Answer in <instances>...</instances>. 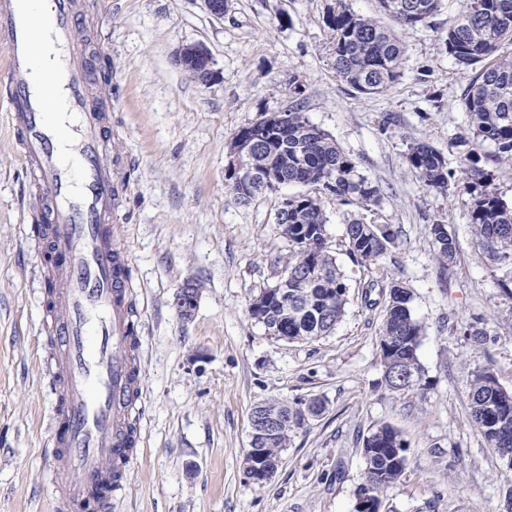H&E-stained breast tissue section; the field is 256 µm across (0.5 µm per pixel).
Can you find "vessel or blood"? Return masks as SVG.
<instances>
[{
	"instance_id": "b4317fda",
	"label": "vessel or blood",
	"mask_w": 512,
	"mask_h": 512,
	"mask_svg": "<svg viewBox=\"0 0 512 512\" xmlns=\"http://www.w3.org/2000/svg\"><path fill=\"white\" fill-rule=\"evenodd\" d=\"M41 2L35 12L25 0H0V51L21 152L51 197L45 222L56 281L49 317L60 402L52 424L59 499L66 512H100L131 462L127 417L142 387L134 356L138 336L126 302L129 264L107 224L121 171L102 160L105 132L89 109L74 0ZM45 33L59 51L54 83L62 90L61 125L50 118L46 93L32 83Z\"/></svg>"
}]
</instances>
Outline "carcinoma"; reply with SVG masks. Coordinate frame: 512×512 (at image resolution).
I'll list each match as a JSON object with an SVG mask.
<instances>
[{
  "mask_svg": "<svg viewBox=\"0 0 512 512\" xmlns=\"http://www.w3.org/2000/svg\"><path fill=\"white\" fill-rule=\"evenodd\" d=\"M441 0H376L373 16L352 11L346 0L326 16L334 32L336 75L355 91L379 95L401 76L404 46L395 29L383 24L385 16L400 27H413L432 18ZM504 42H512V0H468L457 23L448 29V55L466 69H473L462 92V102L479 143L491 142L512 153V57L499 54ZM423 185L448 191L450 173L441 153L424 140L413 142L406 156ZM251 167L261 173L276 169L294 183L316 190L288 200V211L280 232L288 235V255L277 258L282 268L294 274L288 280V307L271 305L262 319L275 335L288 342H303L329 335L342 319L347 303L343 273L328 244L324 211L327 198L342 203L369 201L379 189L356 175L354 162L330 136L311 124L302 108H288V133L274 148L259 152ZM235 201L250 204L265 194L255 176L229 183ZM471 224L482 254L492 264L512 272V208L494 193L485 191L473 199ZM437 260L446 265L455 259L456 243L445 233V225H431ZM388 224L348 222L344 239L353 262L370 269L398 238ZM412 293L397 283L388 285L379 334L380 355L405 370L409 380L400 387L388 377L392 391L420 387L422 368L418 349L425 327L412 313ZM323 404L313 399L292 412L279 427L275 444L265 449L273 468L281 462L290 433L304 425L306 414H318ZM468 420L492 448L512 462V392L503 389L488 371L476 375L468 394ZM406 446L398 430L383 424L363 441L365 468L357 497L381 503L383 492L406 468Z\"/></svg>",
  "mask_w": 512,
  "mask_h": 512,
  "instance_id": "carcinoma-1",
  "label": "carcinoma"
}]
</instances>
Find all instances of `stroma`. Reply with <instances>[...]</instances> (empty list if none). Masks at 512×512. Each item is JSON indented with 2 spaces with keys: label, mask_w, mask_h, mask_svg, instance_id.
<instances>
[{
  "label": "stroma",
  "mask_w": 512,
  "mask_h": 512,
  "mask_svg": "<svg viewBox=\"0 0 512 512\" xmlns=\"http://www.w3.org/2000/svg\"><path fill=\"white\" fill-rule=\"evenodd\" d=\"M79 38L91 66L109 64V86L90 84L108 130L103 160L124 159L127 184L110 220L127 255L141 326L142 394L126 484L109 512H355L363 440L396 427L407 466L381 512H504L512 463L467 420L475 376L490 371L512 391V294L477 247L470 224V145L456 143L469 116L467 73L445 48L466 0H442L428 22L402 34V75L381 95L354 92L333 69L336 0H230L223 17L204 0H75ZM201 43L220 79L196 83L176 50ZM302 84L300 98L287 92ZM301 101L309 120L378 186L368 206L325 204L329 245L348 284L342 320L321 339L268 336L248 307L275 284V257L288 241L275 225V196L237 204L227 189L229 143L241 127ZM425 139L453 178L425 188L407 163ZM489 188L512 206V155L484 143ZM42 191L21 161L0 104V512H57L50 423L55 389L47 365L54 344L45 319L51 265L40 222ZM354 219L398 228L381 261L385 277L413 295L424 324L420 389L384 382L378 336L382 306L364 298L368 272L344 242ZM457 243L449 265L435 257L430 227ZM200 288L191 319L174 297ZM482 330L473 342L467 329ZM320 399L323 411L296 429L272 478L245 474L251 413L267 400Z\"/></svg>",
  "instance_id": "1"
}]
</instances>
